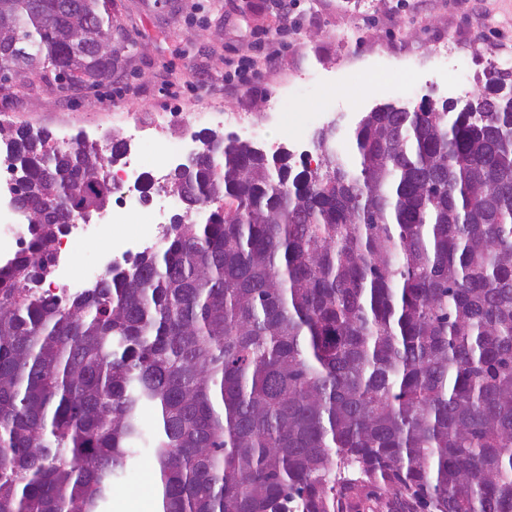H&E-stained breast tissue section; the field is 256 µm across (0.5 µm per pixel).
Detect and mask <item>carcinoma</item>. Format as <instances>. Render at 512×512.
I'll return each instance as SVG.
<instances>
[{
  "label": "carcinoma",
  "mask_w": 512,
  "mask_h": 512,
  "mask_svg": "<svg viewBox=\"0 0 512 512\" xmlns=\"http://www.w3.org/2000/svg\"><path fill=\"white\" fill-rule=\"evenodd\" d=\"M4 1L0 83L112 73L73 44L112 28V0ZM504 87L477 112H368L317 172L233 136L214 165L205 135L171 188L210 219L72 296L32 283L70 216L111 199L115 155L0 126L30 208L0 265V512H101L148 408L158 512H336L359 485L395 512H512Z\"/></svg>",
  "instance_id": "cac0c4a2"
}]
</instances>
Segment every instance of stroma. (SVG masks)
Returning a JSON list of instances; mask_svg holds the SVG:
<instances>
[{
	"instance_id": "obj_1",
	"label": "stroma",
	"mask_w": 512,
	"mask_h": 512,
	"mask_svg": "<svg viewBox=\"0 0 512 512\" xmlns=\"http://www.w3.org/2000/svg\"><path fill=\"white\" fill-rule=\"evenodd\" d=\"M301 29L258 60L253 85L224 88V61L247 53L252 33L274 30L271 0H112V28L126 44L110 77L94 87L64 85L53 71L0 85V124L16 130H60L92 139L125 137L111 112L182 113L194 134L250 140L248 127L198 124L194 115L216 108L246 112L270 148L272 112H314L335 101L353 126L386 102L444 103L484 89L502 58H512V0H299ZM454 39L459 55L446 68L431 44ZM329 78L323 90L302 92L300 78ZM156 463L141 451L114 483L107 512H158ZM338 512H389L380 490H338Z\"/></svg>"
}]
</instances>
